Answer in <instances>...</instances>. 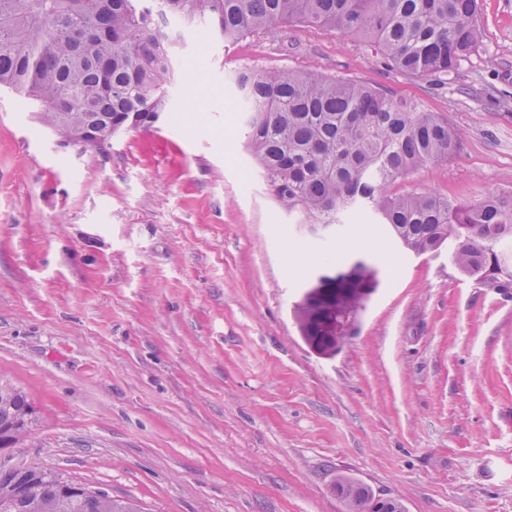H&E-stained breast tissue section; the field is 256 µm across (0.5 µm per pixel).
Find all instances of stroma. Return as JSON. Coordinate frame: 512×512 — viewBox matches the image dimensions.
I'll list each match as a JSON object with an SVG mask.
<instances>
[{
  "mask_svg": "<svg viewBox=\"0 0 512 512\" xmlns=\"http://www.w3.org/2000/svg\"><path fill=\"white\" fill-rule=\"evenodd\" d=\"M479 23V51L438 81L351 34L228 43L167 19L164 118L101 152L0 90V379L38 409L21 455L143 512H346L340 472L406 512H512V288L357 217L311 235L269 192L230 83L289 68L419 100L459 147L393 192L476 203L512 191V0ZM326 255L379 271L331 356L294 316Z\"/></svg>",
  "mask_w": 512,
  "mask_h": 512,
  "instance_id": "obj_1",
  "label": "stroma"
}]
</instances>
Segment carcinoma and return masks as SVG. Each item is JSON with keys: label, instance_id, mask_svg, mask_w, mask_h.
Listing matches in <instances>:
<instances>
[{"label": "carcinoma", "instance_id": "carcinoma-1", "mask_svg": "<svg viewBox=\"0 0 512 512\" xmlns=\"http://www.w3.org/2000/svg\"><path fill=\"white\" fill-rule=\"evenodd\" d=\"M0 0V89L37 105L42 121L67 143L109 145L119 131L149 129L165 111L174 77L173 41L154 15L193 26L208 22L233 42L276 24L301 23L362 36L392 70L416 78L447 76L478 51L481 0ZM242 93L247 148L278 205L308 224H339L360 215L387 227L418 255L453 245L457 268L478 281L512 288V192H491L476 204L390 187L432 165L446 164L459 145L448 119L412 100L343 78L291 69L244 68L233 76ZM379 285L369 263L345 265L336 288ZM353 314V301L312 312L299 309L301 332L324 347ZM17 488L9 512H43L61 497L40 484L30 498L17 475L0 470V487ZM334 491L347 512H364L373 494L339 476ZM63 512H141L131 499L100 506L72 497Z\"/></svg>", "mask_w": 512, "mask_h": 512}]
</instances>
